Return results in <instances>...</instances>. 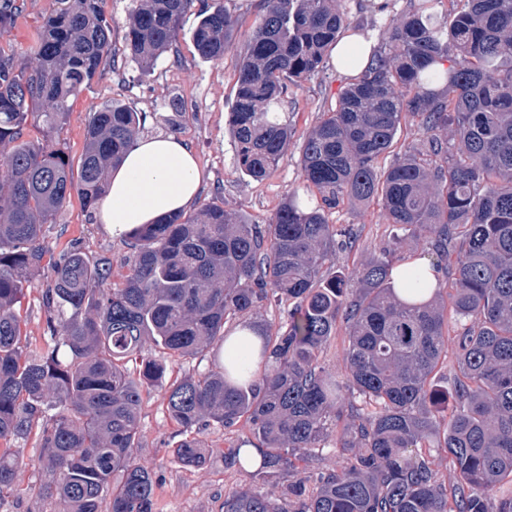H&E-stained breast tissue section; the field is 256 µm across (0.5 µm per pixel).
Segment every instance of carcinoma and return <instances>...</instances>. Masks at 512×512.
<instances>
[{
  "instance_id": "1",
  "label": "carcinoma",
  "mask_w": 512,
  "mask_h": 512,
  "mask_svg": "<svg viewBox=\"0 0 512 512\" xmlns=\"http://www.w3.org/2000/svg\"><path fill=\"white\" fill-rule=\"evenodd\" d=\"M133 2L126 49L148 74L192 0ZM437 2L420 0L382 31L384 49L305 139L301 174L321 204L293 195L269 223L249 224L208 202L145 224L128 235L120 288L107 287L109 259L91 261L74 244L46 264L41 245L72 189L95 208L146 121L119 102L101 106L76 176L49 144L110 53L101 0H55L31 48L36 67L0 52V146L10 147L0 165V497L28 466L9 442L37 428L51 477L44 498L67 512H154L155 479L137 462L142 393L154 387L180 427V463L200 462L204 430L243 419L253 439L224 453V465L255 479L294 477L277 498L234 489L224 512H512V492L489 497L512 478V0H456L450 21ZM19 11L20 0H0V28ZM344 22L336 0H263L228 119L243 174L262 179L285 154L288 85L322 67ZM236 27L222 6L200 10L191 30L200 58L222 60ZM408 115L426 138L377 170ZM28 125L37 136L24 140ZM448 130L451 147L438 136ZM345 201L381 203L393 247L325 278V263L355 238L326 217ZM409 239L428 240L438 264L410 267L399 294L392 271ZM46 265L53 346L44 350L22 342L20 304ZM265 302L282 308L284 325L265 337L264 371L232 360L165 379V358L196 357L224 341L227 321ZM340 321L341 377L318 360ZM450 345L460 369L448 389L436 375ZM349 394L362 407L336 447L351 456L306 474L297 462L319 460ZM441 451L457 475L449 487L438 480Z\"/></svg>"
}]
</instances>
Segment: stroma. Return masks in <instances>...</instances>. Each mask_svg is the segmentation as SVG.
Segmentation results:
<instances>
[{
    "label": "stroma",
    "instance_id": "obj_1",
    "mask_svg": "<svg viewBox=\"0 0 512 512\" xmlns=\"http://www.w3.org/2000/svg\"><path fill=\"white\" fill-rule=\"evenodd\" d=\"M22 15L10 27L0 29V48L14 54L17 64L34 67L29 52L52 7L53 0H24ZM207 6H223L238 20L234 44L223 61L206 62L197 54L190 37L196 19L188 13L183 30L171 49L150 74L124 56L125 36L132 0H103V10L111 25L115 58H104L95 77L71 101V109L55 140L64 149L72 169H79L90 118L102 105L116 101L133 111L146 113L144 137L174 135L195 154L202 172L199 191L187 206L197 213L204 203L223 204L225 210L242 216L249 223L265 224L288 195L306 197L310 189L301 176L302 145L317 125L322 113L335 109L339 94L350 81L340 70L335 56H328L321 72L287 90L285 116L294 129L288 149L278 165L261 180L245 176L239 169L228 118L235 101L239 57L247 37L261 13L262 0H204ZM346 18L345 31L367 35L380 45L381 29L402 17L409 0H338ZM329 223L352 225L357 233L352 248L337 252L324 265L323 276L352 271L365 260L380 254L392 244L393 227L378 203H343L327 213ZM78 243L93 259L109 258L120 266L129 250L123 239L113 237L95 219L94 211L84 208L78 195H71L65 206L44 227L42 245L48 257L57 256L69 243ZM47 270L33 274L22 300V329L29 345L46 347V312L43 292ZM140 464L156 474L154 512H222L224 496L235 488H247L253 481L247 475L224 465V451L249 438L248 425L226 429L211 426L200 435L210 446L205 462L198 467L180 464L172 453L179 428L172 421L158 392L144 394L140 411ZM13 449L27 463L21 489L0 503V512H63L60 501L43 500L38 492L45 482L37 459V436L14 442Z\"/></svg>",
    "mask_w": 512,
    "mask_h": 512
}]
</instances>
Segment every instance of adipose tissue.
Instances as JSON below:
<instances>
[{"label":"adipose tissue","instance_id":"adipose-tissue-1","mask_svg":"<svg viewBox=\"0 0 512 512\" xmlns=\"http://www.w3.org/2000/svg\"><path fill=\"white\" fill-rule=\"evenodd\" d=\"M201 174L191 150L175 136L140 139L113 167L97 220L121 237L179 212L197 195Z\"/></svg>","mask_w":512,"mask_h":512}]
</instances>
